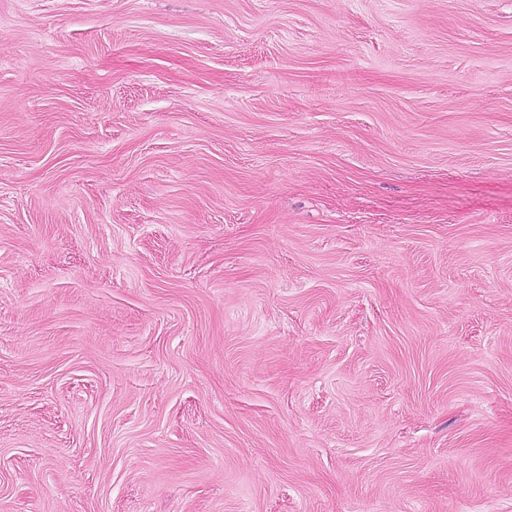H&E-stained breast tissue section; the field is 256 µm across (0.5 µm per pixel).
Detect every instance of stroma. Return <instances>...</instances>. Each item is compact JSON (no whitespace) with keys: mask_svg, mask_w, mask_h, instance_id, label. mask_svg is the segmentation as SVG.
Masks as SVG:
<instances>
[{"mask_svg":"<svg viewBox=\"0 0 512 512\" xmlns=\"http://www.w3.org/2000/svg\"><path fill=\"white\" fill-rule=\"evenodd\" d=\"M0 512H512V0H0Z\"/></svg>","mask_w":512,"mask_h":512,"instance_id":"35a3bbf8","label":"stroma"}]
</instances>
